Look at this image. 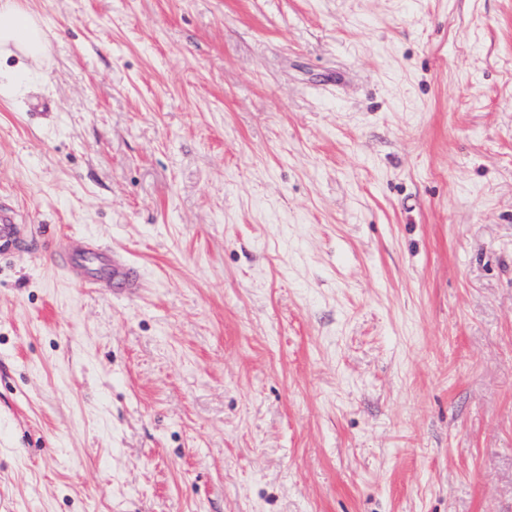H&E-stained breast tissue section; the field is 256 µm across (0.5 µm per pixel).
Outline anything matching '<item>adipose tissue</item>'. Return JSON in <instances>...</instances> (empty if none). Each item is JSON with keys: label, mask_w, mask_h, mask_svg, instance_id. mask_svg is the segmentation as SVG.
<instances>
[{"label": "adipose tissue", "mask_w": 512, "mask_h": 512, "mask_svg": "<svg viewBox=\"0 0 512 512\" xmlns=\"http://www.w3.org/2000/svg\"><path fill=\"white\" fill-rule=\"evenodd\" d=\"M50 29L25 0H0V98L11 99L28 78L31 63L47 52Z\"/></svg>", "instance_id": "1"}]
</instances>
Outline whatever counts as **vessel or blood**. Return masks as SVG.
Listing matches in <instances>:
<instances>
[{"label": "vessel or blood", "instance_id": "vessel-or-blood-1", "mask_svg": "<svg viewBox=\"0 0 512 512\" xmlns=\"http://www.w3.org/2000/svg\"><path fill=\"white\" fill-rule=\"evenodd\" d=\"M20 220L14 206L0 203V243H12ZM51 263L68 273L75 282L110 291L112 295L130 297L139 286L137 270L122 257L95 242L80 244L58 241L49 251Z\"/></svg>", "mask_w": 512, "mask_h": 512}]
</instances>
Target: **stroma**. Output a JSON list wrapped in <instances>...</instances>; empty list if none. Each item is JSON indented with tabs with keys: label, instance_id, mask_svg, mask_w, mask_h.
<instances>
[{
	"label": "stroma",
	"instance_id": "obj_1",
	"mask_svg": "<svg viewBox=\"0 0 512 512\" xmlns=\"http://www.w3.org/2000/svg\"><path fill=\"white\" fill-rule=\"evenodd\" d=\"M27 3L0 512H512V0ZM48 257L78 284L103 288L121 297H131L139 288L138 271L95 242L74 244L70 240H59Z\"/></svg>",
	"mask_w": 512,
	"mask_h": 512
}]
</instances>
